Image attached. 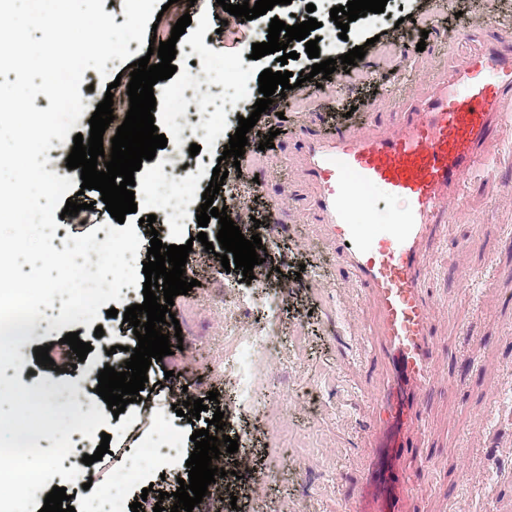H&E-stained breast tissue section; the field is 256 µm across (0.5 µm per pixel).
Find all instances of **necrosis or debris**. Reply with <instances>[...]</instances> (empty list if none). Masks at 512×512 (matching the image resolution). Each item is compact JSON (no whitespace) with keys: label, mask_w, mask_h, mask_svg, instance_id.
Instances as JSON below:
<instances>
[{"label":"necrosis or debris","mask_w":512,"mask_h":512,"mask_svg":"<svg viewBox=\"0 0 512 512\" xmlns=\"http://www.w3.org/2000/svg\"><path fill=\"white\" fill-rule=\"evenodd\" d=\"M168 124L179 134L216 136L225 122L233 120L256 99L244 73L243 61L214 56L197 66L187 79L165 93ZM148 198L168 227L182 224L187 210L197 208L196 177L183 157H175L169 170L157 174L148 187ZM283 288L256 284L254 292L239 295L226 308L228 325L224 336V365L233 371L237 386L235 401L226 417L256 409L254 386L262 367L271 359L286 360L288 349L281 334L280 310ZM256 305L261 319L250 327L238 326L240 307ZM151 432L139 453L118 474V484L103 487L97 499L102 512H125L124 487L157 459L179 458L180 438L162 414H154Z\"/></svg>","instance_id":"1"}]
</instances>
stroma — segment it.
<instances>
[{"mask_svg":"<svg viewBox=\"0 0 512 512\" xmlns=\"http://www.w3.org/2000/svg\"><path fill=\"white\" fill-rule=\"evenodd\" d=\"M389 0L385 21L358 18L346 39L321 50V58L339 57L357 46L366 54L348 72H334L322 83L304 82L274 96L253 131L248 132L240 181L251 186L253 203L236 210L235 218L259 220L244 236L259 234L268 257L260 272L268 287L291 278L280 322L288 361L269 362L266 382L254 399L288 394L286 413L270 417L245 411L232 423L250 450V463L236 482L209 491V512H339L365 470V444L377 418L373 394L382 385L385 361L375 342L379 322L370 293L352 284L335 242L317 222L314 191L294 155L292 140L302 132L328 128L333 111L348 113V126L359 127L362 113L385 126L404 94H424L429 81L445 66L512 25V0ZM191 23L177 41L198 47L216 46L225 59L237 60L256 40L253 25L229 19L218 26L223 9L216 0L187 5L175 0L163 14L157 41H167L183 14ZM425 50H418V42ZM273 135L271 147L260 148L262 136ZM492 167L450 205V223L442 239L425 246L428 274L423 282L432 301L433 340L441 363L428 399L422 437L432 456L428 466L414 468L412 512H512V128L502 142L490 144ZM196 217H187L176 232L160 230L165 244H191L188 278L197 282L177 296L172 311L182 329L183 346L150 365L142 400L115 415L96 392L84 391L96 404L95 432L87 436L91 453L110 434L109 452L95 464L96 484L108 485L139 449L149 422L144 409L153 406L176 428L185 448H193L194 430L205 428L212 411L189 421L176 414L186 399L235 398L231 377L215 367L224 356V301L248 291L241 275L213 277L208 254L198 242ZM140 294L125 295L118 317L100 315L96 325L71 324L69 329L44 328L26 343V351L59 342L77 332L92 349L83 362L65 373L24 362L17 373L28 388L53 383L70 390L91 367L105 363L124 371L125 348H136L132 326L122 312L139 303ZM103 337H95L96 328ZM114 355H107V348ZM322 405L319 416L309 412V396ZM186 465L164 461L143 470L125 491L127 502L146 496L155 504L163 489H176L188 479ZM236 503H229V496Z\"/></svg>","mask_w":512,"mask_h":512,"instance_id":"35a3bbf8","label":"stroma"}]
</instances>
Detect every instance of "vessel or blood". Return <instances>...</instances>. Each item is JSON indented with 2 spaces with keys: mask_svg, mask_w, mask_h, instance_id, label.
Masks as SVG:
<instances>
[{
  "mask_svg": "<svg viewBox=\"0 0 512 512\" xmlns=\"http://www.w3.org/2000/svg\"><path fill=\"white\" fill-rule=\"evenodd\" d=\"M511 105L512 42L497 39L430 81L384 130L307 134L295 143L320 223L377 302L387 362L374 394L379 423L367 442L364 477L344 512H410L408 464L424 455V400L439 368L424 245L448 222L449 202L488 175L485 148L512 121ZM359 187L398 204L395 223H354Z\"/></svg>",
  "mask_w": 512,
  "mask_h": 512,
  "instance_id": "obj_1",
  "label": "vessel or blood"
}]
</instances>
